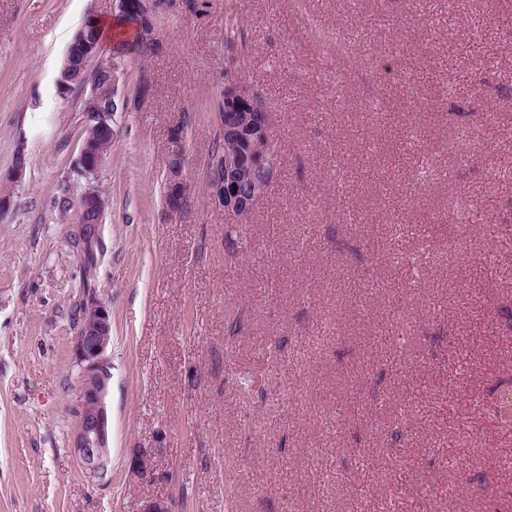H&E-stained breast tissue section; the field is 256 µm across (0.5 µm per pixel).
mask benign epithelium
Masks as SVG:
<instances>
[{
	"instance_id": "benign-epithelium-1",
	"label": "benign epithelium",
	"mask_w": 512,
	"mask_h": 512,
	"mask_svg": "<svg viewBox=\"0 0 512 512\" xmlns=\"http://www.w3.org/2000/svg\"><path fill=\"white\" fill-rule=\"evenodd\" d=\"M118 14L132 17L136 22L153 25L152 19L159 0H115ZM98 16L89 14L83 25L68 45L57 86L60 93H67L81 85L89 74L88 62L100 52L88 32L95 28ZM99 75L94 92L86 100L85 110L89 117V129L110 130L112 114L106 106L112 103V66L109 63L95 69ZM224 102L246 108L256 113L254 122L247 128L224 124V141L227 147L222 154V175L209 180L211 199L224 209V213L236 218L252 211L270 182L251 179V174L268 166L269 156L261 154L246 157L238 154V145L269 139L271 113L256 103L255 90L240 78L230 76L224 81ZM183 130L175 132L173 159L169 165L167 183V206L173 213L183 209L187 188L179 177L182 153ZM103 155L101 141L90 133L83 139L78 164L87 173L100 171ZM78 213L82 219V231L87 239L96 240L98 224L94 217L104 211L105 198L101 191L89 187L76 199ZM112 340V322L108 306L92 295L82 305L80 324L73 338V352L79 368L76 381V425L70 438V449L78 463L91 477L100 476L109 462V420L104 405L108 393L111 371L107 349ZM131 475L140 482L153 479L152 456L142 450L133 456Z\"/></svg>"
}]
</instances>
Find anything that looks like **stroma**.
Wrapping results in <instances>:
<instances>
[{"label":"stroma","mask_w":512,"mask_h":512,"mask_svg":"<svg viewBox=\"0 0 512 512\" xmlns=\"http://www.w3.org/2000/svg\"><path fill=\"white\" fill-rule=\"evenodd\" d=\"M445 2L178 0L151 49L90 61L112 63L117 105L91 281L112 321L110 462L92 479L69 450L77 214L54 206L88 118L57 78L114 2L0 0V512H512V0H466L451 25ZM304 19L359 59L310 54ZM228 71L274 104L284 169L245 246L209 195ZM457 124L477 135L465 163L446 151ZM453 198L486 219L460 265ZM141 450L148 483L129 471ZM175 135V145L173 149V159L169 165V177L167 183V195L166 201L167 206L173 213H178L183 209V206L186 202V193L187 188L185 184L181 181L179 177L181 164L183 161V153H182V135L183 130L178 128L176 129Z\"/></svg>","instance_id":"35a3bbf8"}]
</instances>
